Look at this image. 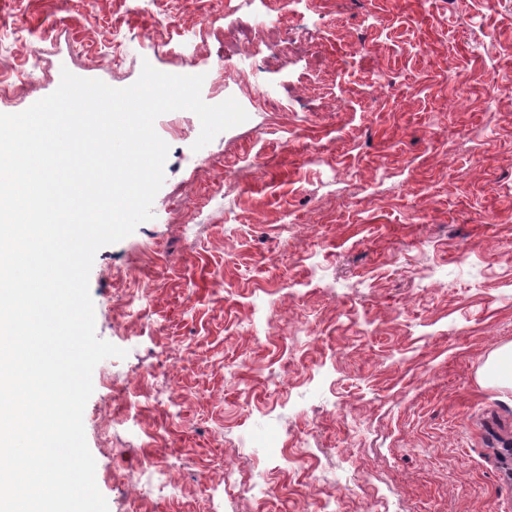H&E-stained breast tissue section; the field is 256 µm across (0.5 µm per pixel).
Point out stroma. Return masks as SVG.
<instances>
[{
  "mask_svg": "<svg viewBox=\"0 0 512 512\" xmlns=\"http://www.w3.org/2000/svg\"><path fill=\"white\" fill-rule=\"evenodd\" d=\"M146 62L248 119L161 115L153 218L95 256L109 512H512V0H0V113ZM486 369L494 382L512 388V345L499 349L487 362Z\"/></svg>",
  "mask_w": 512,
  "mask_h": 512,
  "instance_id": "stroma-1",
  "label": "stroma"
}]
</instances>
